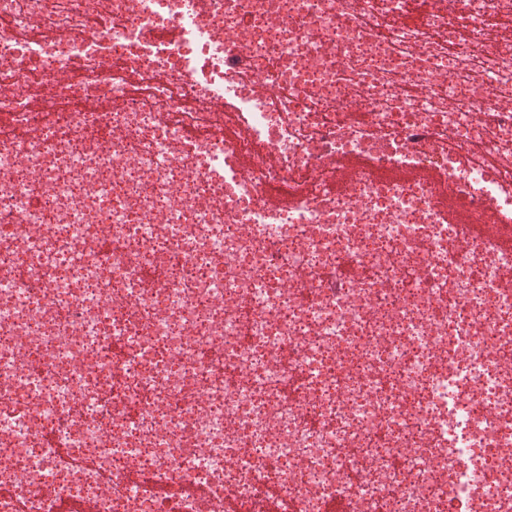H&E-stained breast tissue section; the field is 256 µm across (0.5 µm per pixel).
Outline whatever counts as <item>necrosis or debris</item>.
Segmentation results:
<instances>
[{
	"label": "necrosis or debris",
	"mask_w": 512,
	"mask_h": 512,
	"mask_svg": "<svg viewBox=\"0 0 512 512\" xmlns=\"http://www.w3.org/2000/svg\"><path fill=\"white\" fill-rule=\"evenodd\" d=\"M414 7L0 0V512H502L512 254L376 172L512 216V0ZM378 178H401V179H423L433 182L438 189V204L450 214L465 221V209L462 201L456 196L454 192L448 191V181L436 173L420 172V171H406V172H388L380 173Z\"/></svg>",
	"instance_id": "1"
}]
</instances>
